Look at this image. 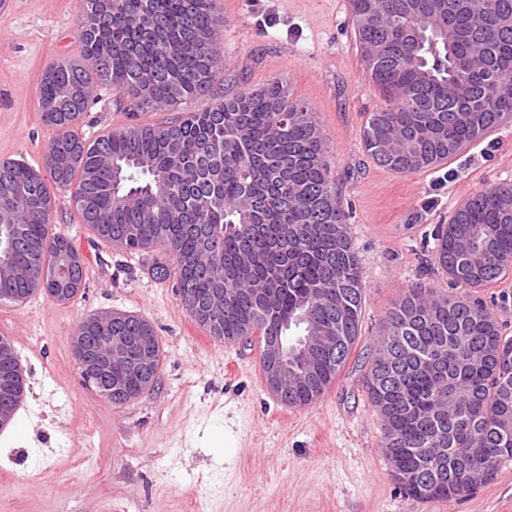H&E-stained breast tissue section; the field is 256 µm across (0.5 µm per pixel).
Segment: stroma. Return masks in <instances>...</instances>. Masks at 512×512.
Listing matches in <instances>:
<instances>
[{"label": "stroma", "instance_id": "35a3bbf8", "mask_svg": "<svg viewBox=\"0 0 512 512\" xmlns=\"http://www.w3.org/2000/svg\"><path fill=\"white\" fill-rule=\"evenodd\" d=\"M0 11V162L41 165L50 130L38 105L45 69L81 55L80 0H12ZM224 57L211 88L164 110L129 117L111 86H97L77 128L94 141L129 122L158 125L209 108L216 96L280 80L316 112L327 161L363 271L352 353L336 380L302 407L277 402L258 343L224 344L176 292L161 248L124 252L83 224L69 191L52 192L50 229L85 262L71 300L37 292L0 302V336L26 377L28 413L0 432V512H512V462L460 496L422 502L401 489L383 422L364 388L388 310L413 286L454 293L432 251L439 225L476 192L512 183V117L435 166L378 167L363 146L382 93L365 78L349 0H213ZM512 338V273L476 289ZM131 312L154 327L159 379L113 406L83 387L70 337L78 322Z\"/></svg>", "mask_w": 512, "mask_h": 512}]
</instances>
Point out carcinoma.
Here are the masks:
<instances>
[{"instance_id":"cac0c4a2","label":"carcinoma","mask_w":512,"mask_h":512,"mask_svg":"<svg viewBox=\"0 0 512 512\" xmlns=\"http://www.w3.org/2000/svg\"><path fill=\"white\" fill-rule=\"evenodd\" d=\"M213 0H81L82 61L59 60L42 75L39 103L51 131L45 171L0 163V240L14 242L0 302L41 290L72 299L83 282L73 243L49 233L45 178L67 190L83 223L113 246L162 247L190 316L226 343L259 337L260 347L292 326L333 327L318 382L303 360L289 362L272 392L305 406L335 381L351 355L362 313L363 272L325 160L312 108L274 80L162 125L130 124L87 144L75 130L94 82L112 86L131 117L176 105L211 85L218 58ZM366 80L385 106L369 113L363 144L380 167L414 173L455 155L512 114V0H350ZM423 36L412 40L407 31ZM434 257L455 285L479 288L512 267V184L485 188L437 229ZM224 253V266L210 251ZM76 263L72 289L56 290L60 252ZM236 293L220 316L202 309L212 283ZM152 336L143 318L76 333L96 345L108 334ZM428 360L432 370L420 363ZM365 386L384 425L394 473L423 502L448 500L495 478L512 461V339L473 295L413 287L387 312ZM25 392L18 375L0 409ZM482 448L481 457H474Z\"/></svg>"}]
</instances>
